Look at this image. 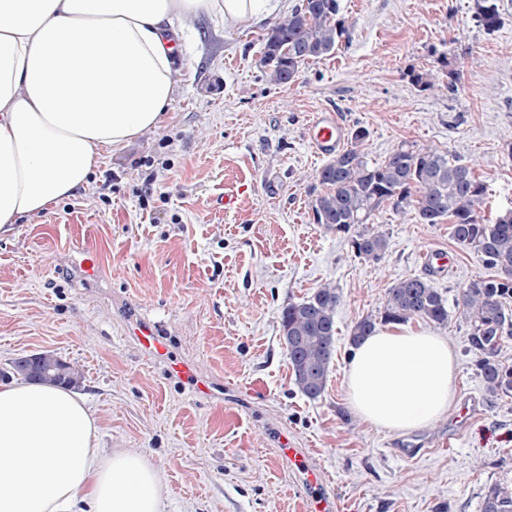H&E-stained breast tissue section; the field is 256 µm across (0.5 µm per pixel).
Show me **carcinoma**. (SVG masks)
Returning a JSON list of instances; mask_svg holds the SVG:
<instances>
[{
	"label": "carcinoma",
	"mask_w": 512,
	"mask_h": 512,
	"mask_svg": "<svg viewBox=\"0 0 512 512\" xmlns=\"http://www.w3.org/2000/svg\"><path fill=\"white\" fill-rule=\"evenodd\" d=\"M339 12V0H302L278 18L262 38L261 66L269 81L286 85L309 60L334 53L345 33ZM479 21L488 29L496 27L500 21L496 5L481 6ZM365 138V129H355L349 146L319 171L326 191L311 201L314 223L345 233L356 224L369 223L384 205L399 213L411 211L423 224L448 221L451 237L493 271L491 276L471 280L456 305L465 317L470 351L486 393L512 397V364L500 356L503 339L512 335V209L486 213L485 185L475 178L470 165L447 151L402 143L382 164L371 166L361 152ZM353 245L358 256L379 261L388 242L383 233L366 227ZM340 299L337 288L325 284L308 299L288 303L281 312L282 337L294 340L286 346L294 384L313 400L326 387ZM412 318L438 324L448 321L447 300L419 277L393 284L384 308L383 319L388 323ZM46 357L65 369L72 387H82L84 375L75 365L51 353ZM482 512H512V488L488 487Z\"/></svg>",
	"instance_id": "1"
}]
</instances>
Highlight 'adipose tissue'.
I'll return each mask as SVG.
<instances>
[{"mask_svg": "<svg viewBox=\"0 0 512 512\" xmlns=\"http://www.w3.org/2000/svg\"><path fill=\"white\" fill-rule=\"evenodd\" d=\"M285 0H0V232L80 188L101 151L165 119L172 38L199 14L234 25ZM445 337L376 329L356 345L347 398L365 423L433 427L455 402ZM84 398L37 383L0 386V512H162L151 461L104 450Z\"/></svg>", "mask_w": 512, "mask_h": 512, "instance_id": "ef3b65f1", "label": "adipose tissue"}]
</instances>
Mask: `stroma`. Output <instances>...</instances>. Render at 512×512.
Returning a JSON list of instances; mask_svg holds the SVG:
<instances>
[{"instance_id":"1","label":"stroma","mask_w":512,"mask_h":512,"mask_svg":"<svg viewBox=\"0 0 512 512\" xmlns=\"http://www.w3.org/2000/svg\"><path fill=\"white\" fill-rule=\"evenodd\" d=\"M493 2L500 24L488 31L477 0H340L338 49L284 86L260 65L267 22L186 20L163 124L107 151L85 189L0 234V373L18 382L11 361L42 352L81 365L100 446L153 462L164 512H312L279 455L283 436L321 471L333 512H481L488 487H512V398L487 395L455 300L487 270L447 225L411 212L372 216L388 239L378 262L357 256L352 234L315 224L327 159L307 128L339 113L347 130L366 129L371 165L400 142L450 152L486 186L487 211L512 208V0ZM445 59L463 70L455 93L413 84ZM83 246L98 277L81 268ZM433 249L453 256L447 273L423 266ZM407 277L449 304L447 323L408 325L455 350L456 396L476 404L469 424L447 415L390 433L348 404L353 329L381 322L389 288ZM325 283L341 302L327 387L312 400L293 383L280 313ZM143 321L208 395L142 350ZM405 448L418 456L404 459Z\"/></svg>"}]
</instances>
